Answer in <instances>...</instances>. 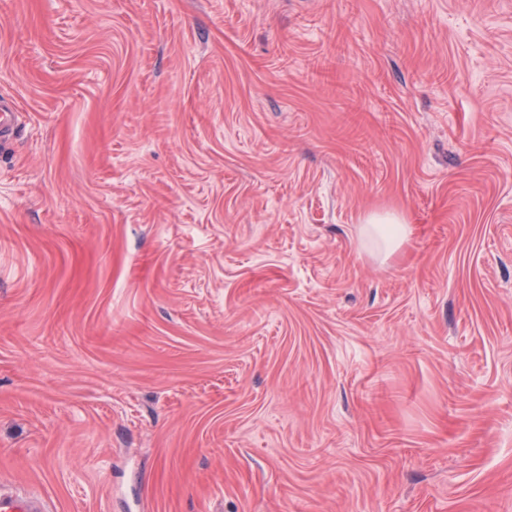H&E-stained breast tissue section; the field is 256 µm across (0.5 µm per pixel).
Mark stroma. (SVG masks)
I'll use <instances>...</instances> for the list:
<instances>
[{"instance_id": "stroma-1", "label": "stroma", "mask_w": 512, "mask_h": 512, "mask_svg": "<svg viewBox=\"0 0 512 512\" xmlns=\"http://www.w3.org/2000/svg\"><path fill=\"white\" fill-rule=\"evenodd\" d=\"M0 96L1 481L512 512V0H0ZM14 103L0 97V144L9 142L16 129V114ZM363 236L372 238L377 243L380 253L385 256L396 251L409 236V224L395 215L385 214L369 218L362 226Z\"/></svg>"}]
</instances>
